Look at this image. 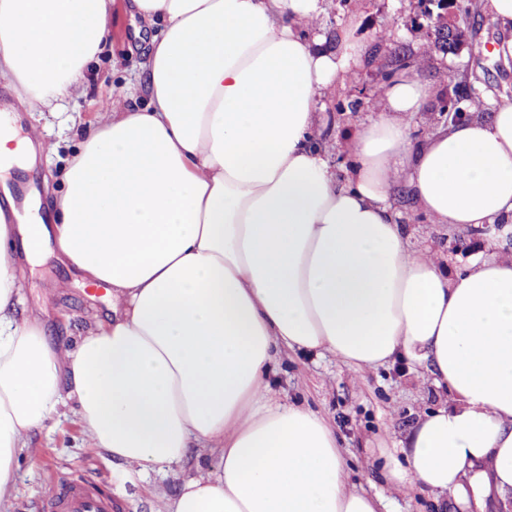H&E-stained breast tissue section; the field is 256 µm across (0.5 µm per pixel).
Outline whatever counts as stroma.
Instances as JSON below:
<instances>
[{
	"label": "stroma",
	"instance_id": "35a3bbf8",
	"mask_svg": "<svg viewBox=\"0 0 512 512\" xmlns=\"http://www.w3.org/2000/svg\"><path fill=\"white\" fill-rule=\"evenodd\" d=\"M472 4L477 16L467 20V38L452 53L434 46L435 15L426 13L420 0H323L322 33L335 41L336 32L349 15L361 24L355 33L365 48V60L350 83L328 90L322 99L329 116L324 133L337 164L346 160L347 131L369 120L366 108L351 110L352 101L368 100L400 71L429 85L430 100L412 120L411 139L418 140L439 127L444 105L464 104L470 86L489 92L490 103L512 100V64L492 54L504 37L484 0H459ZM108 38L81 78L80 89L65 98L59 111H40L34 101L10 97L18 132L32 129L38 134L33 167L11 168L0 173V187L25 184L39 210L30 218H55L53 201L61 188L58 173L79 151L83 132L95 123L99 112L117 93L134 91L137 105L147 102L143 65L152 49L156 27L132 15L129 0H115L107 19ZM406 225V244L446 252L449 267L466 263L481 253L512 258V235L472 237L462 226L442 228L415 215L406 200L396 202ZM12 263L23 283L21 307L26 314L40 316L53 334L77 336L86 332L94 316L108 311L106 289L73 275L52 254L30 264L22 248H15ZM273 387L286 403H298L324 415L333 424L346 463L350 487L357 492L380 494L387 512H437L416 493L389 495L381 454L391 442L404 439L409 428L425 412L445 404L446 391L431 379L410 373L401 362L353 373L332 355L316 357L285 351L278 358ZM36 460H20L14 490L13 512H38L64 474L83 472L103 477L123 512H154L156 497L174 493L182 476L178 466L162 471L120 465L102 449L91 447L84 436L76 403L59 409L49 427L34 440Z\"/></svg>",
	"mask_w": 512,
	"mask_h": 512
}]
</instances>
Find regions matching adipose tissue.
<instances>
[{"label":"adipose tissue","mask_w":512,"mask_h":512,"mask_svg":"<svg viewBox=\"0 0 512 512\" xmlns=\"http://www.w3.org/2000/svg\"><path fill=\"white\" fill-rule=\"evenodd\" d=\"M159 34L149 100L100 113L64 170L59 224L0 221V512L15 462L65 400L86 437L141 470L215 454L157 512H380L352 490L334 427L278 401L282 351L357 373L403 359L452 404L389 449L391 493L457 512H512V259L449 270L409 249L391 201L441 226L512 223V101L412 145L430 95L407 74L347 132L321 142L324 91L361 48L318 32L322 0H132ZM112 0H0V76L49 112L107 37ZM47 243L112 315L79 343L21 317L10 247Z\"/></svg>","instance_id":"ef3b65f1"}]
</instances>
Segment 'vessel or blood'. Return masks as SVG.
<instances>
[{
  "label": "vessel or blood",
  "instance_id": "1",
  "mask_svg": "<svg viewBox=\"0 0 512 512\" xmlns=\"http://www.w3.org/2000/svg\"><path fill=\"white\" fill-rule=\"evenodd\" d=\"M41 512H120V503L106 493L100 482L89 477L66 475L59 478Z\"/></svg>",
  "mask_w": 512,
  "mask_h": 512
}]
</instances>
